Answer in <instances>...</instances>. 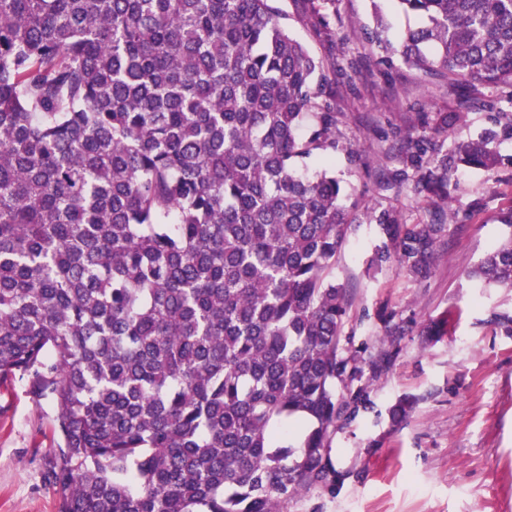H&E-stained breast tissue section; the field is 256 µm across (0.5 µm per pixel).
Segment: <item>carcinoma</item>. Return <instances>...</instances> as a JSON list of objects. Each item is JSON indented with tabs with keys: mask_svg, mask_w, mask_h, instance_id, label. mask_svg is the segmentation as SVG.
Segmentation results:
<instances>
[{
	"mask_svg": "<svg viewBox=\"0 0 512 512\" xmlns=\"http://www.w3.org/2000/svg\"><path fill=\"white\" fill-rule=\"evenodd\" d=\"M278 0H0V383L54 404L59 512H284L336 489V430L371 408L367 347L344 334L336 257L357 215L370 264L426 278L448 231L455 168L489 175L512 139V0H398L423 19L399 45L452 93L496 90L490 127L446 146L422 112L381 188L410 185L432 219L348 210L336 63L288 29ZM336 41V0H293ZM507 235L470 272L512 288Z\"/></svg>",
	"mask_w": 512,
	"mask_h": 512,
	"instance_id": "obj_1",
	"label": "carcinoma"
}]
</instances>
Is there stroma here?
Instances as JSON below:
<instances>
[{
  "label": "stroma",
  "mask_w": 512,
  "mask_h": 512,
  "mask_svg": "<svg viewBox=\"0 0 512 512\" xmlns=\"http://www.w3.org/2000/svg\"><path fill=\"white\" fill-rule=\"evenodd\" d=\"M399 41L417 17L397 0H337L335 48L299 21L292 35L318 58L354 62V87L336 84V109L348 120L341 130L359 143L367 167L349 168L352 183L374 201L397 200L408 221L428 219L426 197L409 190H382L378 182L395 168L392 128L415 131L422 112H448L452 139L477 136L488 127L489 89L468 86L463 95L414 80L401 65H376L359 36L374 13ZM499 150L507 162L494 177L458 169L451 178L452 205L470 218L450 224L434 270L416 282L390 263L371 267L379 243L375 225L360 224L336 258V280L350 299L346 332L367 344V361L387 358L376 379H362L373 405L338 429L330 457L341 473L334 491L314 488L293 500L288 512H512V335L495 322L512 316V289L479 288L469 273L506 228L500 216L512 207V141ZM388 308L408 320L404 335L385 340L377 313ZM449 322L443 335L427 336V323ZM415 398L406 420L389 408ZM53 409L34 396L24 379L0 384V512H58L59 497L48 476L55 464Z\"/></svg>",
  "instance_id": "1"
}]
</instances>
